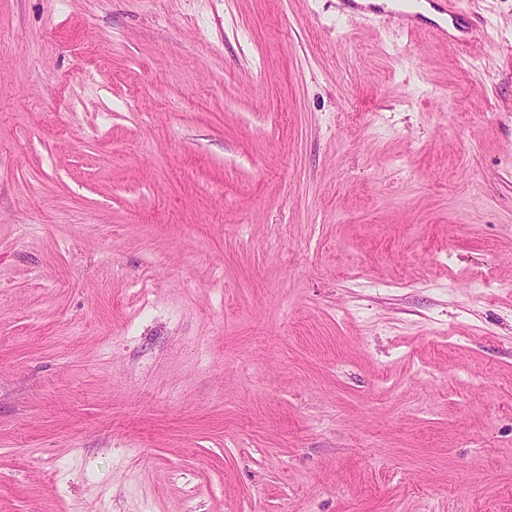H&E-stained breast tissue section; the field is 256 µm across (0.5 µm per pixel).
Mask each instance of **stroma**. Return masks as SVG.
I'll return each instance as SVG.
<instances>
[{
  "mask_svg": "<svg viewBox=\"0 0 512 512\" xmlns=\"http://www.w3.org/2000/svg\"><path fill=\"white\" fill-rule=\"evenodd\" d=\"M0 0V512H512V0Z\"/></svg>",
  "mask_w": 512,
  "mask_h": 512,
  "instance_id": "obj_1",
  "label": "stroma"
}]
</instances>
